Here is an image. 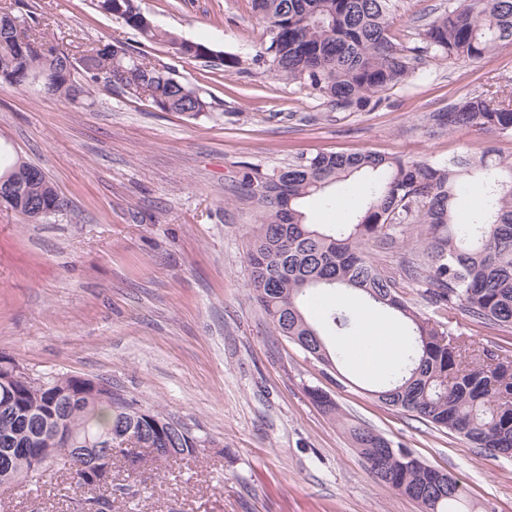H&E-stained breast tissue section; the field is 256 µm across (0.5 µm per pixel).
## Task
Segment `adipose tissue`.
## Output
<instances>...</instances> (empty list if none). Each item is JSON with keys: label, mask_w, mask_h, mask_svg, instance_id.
<instances>
[{"label": "adipose tissue", "mask_w": 512, "mask_h": 512, "mask_svg": "<svg viewBox=\"0 0 512 512\" xmlns=\"http://www.w3.org/2000/svg\"><path fill=\"white\" fill-rule=\"evenodd\" d=\"M338 348L341 354L355 359L362 368L379 372L399 365L407 345L392 325L367 314L362 318L360 334L344 337Z\"/></svg>", "instance_id": "adipose-tissue-1"}]
</instances>
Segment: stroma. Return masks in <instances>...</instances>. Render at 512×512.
Returning <instances> with one entry per match:
<instances>
[{
	"mask_svg": "<svg viewBox=\"0 0 512 512\" xmlns=\"http://www.w3.org/2000/svg\"><path fill=\"white\" fill-rule=\"evenodd\" d=\"M29 2L45 33L74 55L138 41L96 0ZM454 3L396 0L391 28L416 46L420 17ZM139 5L179 37L238 59L227 68L149 47L153 60L211 102L208 114L160 112L103 87L89 107L0 82V148L39 165L70 203L41 224L0 207V357L36 374L110 380L211 440L196 461L142 470L135 500L115 502L114 512H419L370 474L348 422L452 473L475 512H512V457L383 405L352 362L324 369L273 329L249 295L255 211L224 203L246 162L270 174L303 153L444 158L497 146L512 154V143L495 134H451L426 122L463 97L512 87V47L488 61L425 58L414 76L360 110L281 81L255 61L263 31L251 0ZM398 283L404 300L440 328L512 351L511 331L436 309L423 285ZM310 386L331 395L344 422L313 403ZM0 512L70 510L56 490L0 489Z\"/></svg>",
	"mask_w": 512,
	"mask_h": 512,
	"instance_id": "stroma-1",
	"label": "stroma"
}]
</instances>
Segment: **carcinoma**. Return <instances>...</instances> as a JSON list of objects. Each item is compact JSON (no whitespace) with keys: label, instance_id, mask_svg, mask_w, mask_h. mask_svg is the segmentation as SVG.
Here are the masks:
<instances>
[{"label":"carcinoma","instance_id":"cac0c4a2","mask_svg":"<svg viewBox=\"0 0 512 512\" xmlns=\"http://www.w3.org/2000/svg\"><path fill=\"white\" fill-rule=\"evenodd\" d=\"M392 0H252L264 40L255 60L275 77L316 90L337 105L367 107L380 91L403 83L424 57L487 60L512 46V0H459L421 25V45L408 48L390 29ZM104 14L122 20L140 44H161L181 58L208 62L211 46L186 41L161 28L135 0H97ZM0 80L25 93L40 87L22 81L23 70L39 75L46 93L89 101L100 84L123 82L141 92L153 108L196 118L211 110L202 93L158 68L147 52L122 43H101L75 57L64 43L38 40L41 20L25 0H13L0 16ZM428 121L455 133L493 132L512 139V90L465 97ZM21 177V195L12 209L31 224L33 213L60 196L42 168L17 156L0 161V172ZM368 179L365 200L352 218L336 224H309L304 205L337 207L355 180ZM480 187L479 207L467 219L458 213L468 179ZM231 199L256 209L246 260L250 293L275 330L324 368L333 370L340 353L327 337L348 336L359 317L377 309L401 322L410 335L406 362L383 376L371 394L381 403L413 414L438 430L463 436L472 447L512 450V355L495 354L470 337L442 331L397 293L396 277L368 250L371 242L404 246L393 235L402 228L416 238L420 253L403 265L411 280L433 287L430 301L453 314L463 308L477 322L512 329V157L494 147L465 149L446 159H414L372 152H318L300 156L275 174L243 167ZM354 293L358 310L331 303L323 325L305 313L308 297ZM48 389L26 393L0 379V483L46 485L64 468L58 463L29 475L34 448H54L58 433L71 437L75 466L61 481L80 505L112 495L136 496L132 485L100 486L86 477L96 457L125 456L123 442L151 443L181 460L196 458L211 440L181 431V420L156 406L127 397L112 383L78 375L43 374ZM308 396L347 430L369 471L421 507V512H471L463 489L449 473L422 461L399 462L405 452L382 433L346 422L336 402L318 387Z\"/></svg>","mask_w":512,"mask_h":512}]
</instances>
